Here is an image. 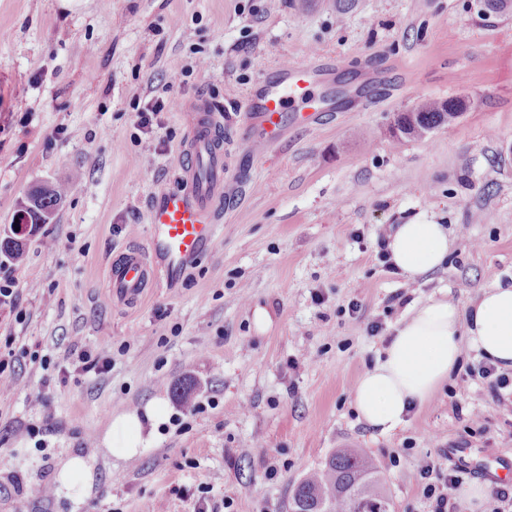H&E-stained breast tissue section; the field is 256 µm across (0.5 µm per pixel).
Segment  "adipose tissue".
<instances>
[{"mask_svg": "<svg viewBox=\"0 0 512 512\" xmlns=\"http://www.w3.org/2000/svg\"><path fill=\"white\" fill-rule=\"evenodd\" d=\"M393 265L407 278L440 267L448 257V230L441 224H400L388 234ZM471 350L501 369H512V284L485 290L469 310L452 297L414 304L409 318L354 390V404L366 424L388 434L401 426L410 408L423 404ZM168 418L162 401L117 415L106 436L113 454L130 459L150 440L145 428Z\"/></svg>", "mask_w": 512, "mask_h": 512, "instance_id": "adipose-tissue-1", "label": "adipose tissue"}]
</instances>
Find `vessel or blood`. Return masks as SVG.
Returning a JSON list of instances; mask_svg holds the SVG:
<instances>
[{"label":"vessel or blood","instance_id":"1","mask_svg":"<svg viewBox=\"0 0 512 512\" xmlns=\"http://www.w3.org/2000/svg\"><path fill=\"white\" fill-rule=\"evenodd\" d=\"M326 72L300 64L279 65L264 83L258 100L248 102L253 123L266 143L279 133L283 112L305 107L312 86L323 82ZM192 122L182 150V186L159 194L149 217L154 234L147 251H133L111 266L108 295L134 304L146 288L176 279L184 265L211 248L218 234L219 200L224 193V152L210 138L215 116L205 99L195 100Z\"/></svg>","mask_w":512,"mask_h":512}]
</instances>
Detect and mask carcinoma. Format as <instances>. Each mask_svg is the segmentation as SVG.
I'll list each match as a JSON object with an SVG mask.
<instances>
[{
  "label": "carcinoma",
  "mask_w": 512,
  "mask_h": 512,
  "mask_svg": "<svg viewBox=\"0 0 512 512\" xmlns=\"http://www.w3.org/2000/svg\"><path fill=\"white\" fill-rule=\"evenodd\" d=\"M465 108L456 98L426 99L394 120V136L422 137L452 125ZM62 198L59 187L37 188L29 194L16 218L32 224L52 217ZM383 472L359 448H339L321 467L308 473L293 488L289 508L297 512H391Z\"/></svg>",
  "instance_id": "cac0c4a2"
}]
</instances>
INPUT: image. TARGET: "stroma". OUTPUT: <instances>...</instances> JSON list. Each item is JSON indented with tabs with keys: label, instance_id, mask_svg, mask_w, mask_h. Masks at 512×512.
I'll use <instances>...</instances> for the list:
<instances>
[{
	"label": "stroma",
	"instance_id": "obj_1",
	"mask_svg": "<svg viewBox=\"0 0 512 512\" xmlns=\"http://www.w3.org/2000/svg\"><path fill=\"white\" fill-rule=\"evenodd\" d=\"M326 57L322 88L346 99L288 112L253 150L245 106L264 71ZM201 96L224 150L216 243L138 304L110 300L111 263L147 247L153 199L181 184ZM448 97L470 103L453 126L392 137L397 113ZM43 184L65 190L52 220L20 259L0 254V283L17 284L0 303V365L18 383L0 391V512H288L293 486L346 446L382 467L395 512H431L417 456L466 449L467 484L512 468V409L468 376L476 353L390 434L353 402L414 303L448 294L466 310L512 279V11L358 0L340 20L326 0H0V241ZM412 221L451 232L444 266L415 283L377 242ZM84 352L111 371H82ZM153 399L170 418L150 449L112 455L114 417ZM74 455L95 459L79 499L54 492Z\"/></svg>",
	"mask_w": 512,
	"mask_h": 512
}]
</instances>
